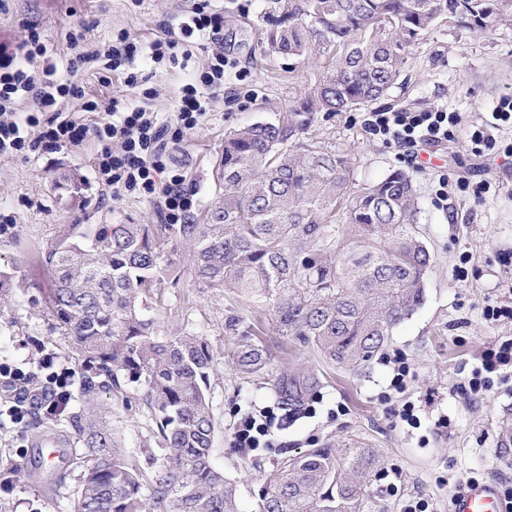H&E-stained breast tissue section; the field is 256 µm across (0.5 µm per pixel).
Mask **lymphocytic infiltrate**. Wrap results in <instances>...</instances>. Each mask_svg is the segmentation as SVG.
Listing matches in <instances>:
<instances>
[{
    "mask_svg": "<svg viewBox=\"0 0 512 512\" xmlns=\"http://www.w3.org/2000/svg\"><path fill=\"white\" fill-rule=\"evenodd\" d=\"M224 15L211 6V0H192L182 11L178 30L168 31L141 46L129 33L117 34L104 44H87L80 28L67 35L72 56L69 76L59 79L55 64H41L47 49L38 34L16 46L0 45V156L24 149L60 151L96 142V173L99 183L113 197L144 195L159 200L162 218L168 224H183L192 206L175 161L169 152L183 129L197 126L213 101L224 94ZM209 42L210 63L195 82L184 85L169 121L159 122L155 113L132 105L120 95L107 100L87 97L79 71L93 65L101 85L113 76H122L126 85L136 86L138 75L132 65L143 52L154 62L187 65L192 57L193 39ZM78 99L84 111L93 113L87 121L67 115L64 101ZM27 105V116H19L18 105ZM460 123L456 112H372L364 121L366 131L384 142L398 146L417 143L438 144L454 139ZM512 125V95L502 96L489 119L474 129L469 142L475 156H483L495 145L494 133ZM287 418L266 417L259 421L245 417L234 436L238 448L272 447L275 430L284 429Z\"/></svg>",
    "mask_w": 512,
    "mask_h": 512,
    "instance_id": "1",
    "label": "lymphocytic infiltrate"
}]
</instances>
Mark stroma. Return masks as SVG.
I'll use <instances>...</instances> for the list:
<instances>
[{"instance_id":"35a3bbf8","label":"stroma","mask_w":512,"mask_h":512,"mask_svg":"<svg viewBox=\"0 0 512 512\" xmlns=\"http://www.w3.org/2000/svg\"><path fill=\"white\" fill-rule=\"evenodd\" d=\"M269 0H215L224 13V94L206 118L184 130L170 152L184 185L193 193L188 215L203 223L224 194L218 163L224 135L256 120L278 122L313 84L321 60L296 67L291 59L264 53L262 14ZM183 0H7L0 8V43L17 45L39 32L57 61L70 57L68 31L85 25L88 43L111 40L126 31L143 43L177 29ZM208 62L194 47L187 67L137 59V86L113 78L102 86L85 72L93 97L118 93L146 104L160 120L174 110L180 88ZM152 98H144L146 89ZM512 93V28L484 35L443 25L411 48L408 60L386 95L368 108L322 116L309 134L352 162L350 191L393 170L410 173L419 195L418 228L431 255L425 300L397 325L384 347L357 372L325 359L310 343L279 336L267 316L255 315L248 301L208 286L195 271L193 241L173 239L163 246L166 266L154 283L151 317L159 338L192 332L214 353L209 399L216 422L212 462L237 485L240 512H253L260 487L289 456L309 448H366L379 460L369 481L364 512H404L423 500L427 512H450L451 493L478 480L512 483V468L496 458L504 411L512 407V366L490 373L489 390L472 393L469 381L488 350L512 340V320L490 321L486 306L512 302V128L496 135L487 161L469 152L468 133L481 125L500 96ZM443 107L460 113L455 139L433 151L396 147L368 134L367 112ZM97 143L74 151L18 153L0 157V213L13 224L0 233V270L16 273L24 287L0 305V364L28 372L42 359L75 360L68 336L54 327L45 308L50 286L38 253L61 224H157L158 202L137 196L113 198L95 173ZM488 178L484 201L457 189L458 181ZM447 200H438L440 180ZM238 316L256 326V337L270 354V371L290 369L317 374L321 383L312 412H299L286 429L275 431L273 447L250 454L234 448L233 433L242 417L276 407L278 399L263 378L240 373L233 336L224 328ZM403 356L410 372L395 388L391 359ZM413 405L416 426L399 413ZM102 407L125 455L141 468L159 458L154 412L133 386L104 394ZM447 418V428L437 426ZM77 474L55 486L43 469L17 477L8 493L13 512H73Z\"/></svg>"}]
</instances>
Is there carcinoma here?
Instances as JSON below:
<instances>
[{
	"label": "carcinoma",
	"mask_w": 512,
	"mask_h": 512,
	"mask_svg": "<svg viewBox=\"0 0 512 512\" xmlns=\"http://www.w3.org/2000/svg\"><path fill=\"white\" fill-rule=\"evenodd\" d=\"M265 18L268 52L298 63L322 57L326 65L286 121L227 133L224 198L206 223L62 224L41 252L53 278L48 313L80 364L59 417L79 444L71 459L80 468L73 512H239L237 486L211 462L214 354L194 333L158 340L144 315L165 238L194 240L199 277L269 312L278 334L313 342L352 369L381 351L424 301L430 253L411 175L394 170L350 194L349 159L304 135L319 112L380 99L410 49L442 23L486 34L512 28V0H270ZM225 326L240 336L232 349L239 371L265 373L264 346L249 339L239 318ZM19 382L41 389L45 375L36 369ZM142 382L163 452L148 473L122 453L100 410L103 394ZM319 384L314 374L271 376L290 411ZM12 411L23 432L49 433L30 401L15 399ZM497 459L512 467V418L500 427ZM377 468L365 448L309 449L260 488L256 512H361Z\"/></svg>",
	"instance_id": "carcinoma-1"
}]
</instances>
